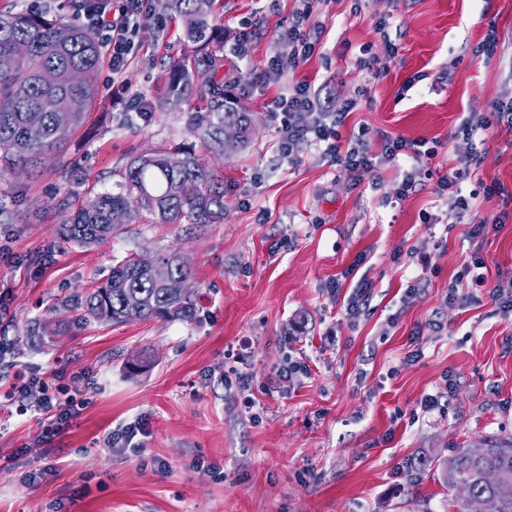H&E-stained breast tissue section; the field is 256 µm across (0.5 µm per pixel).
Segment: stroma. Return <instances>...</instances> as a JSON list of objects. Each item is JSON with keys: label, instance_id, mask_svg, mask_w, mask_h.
<instances>
[{"label": "stroma", "instance_id": "obj_1", "mask_svg": "<svg viewBox=\"0 0 512 512\" xmlns=\"http://www.w3.org/2000/svg\"><path fill=\"white\" fill-rule=\"evenodd\" d=\"M159 2L142 0L124 74L148 112L113 99L101 52L81 125L39 168L0 174V336L10 342L0 395L25 371L83 404L54 435L38 412L0 408V512H456L461 497L441 463L512 440V318L493 298L512 277V125L477 132L460 191L467 211L435 188L470 145L457 135L462 118L512 96V0H320L318 49L300 66L283 61L270 85L262 76L300 0H216L224 76L255 120L246 148L210 160L224 171L223 223L145 217L97 245L63 242L60 224L115 190L131 157L202 149L187 127L202 95L166 93L188 44ZM243 19L255 28L241 57ZM492 27L486 64L475 51ZM388 40L398 55L386 73L360 65L362 46L379 54ZM303 79L330 106L355 102L339 128L344 146L386 132L433 155L381 161L358 181L306 139L282 157L270 102ZM497 218L500 228L473 236ZM171 251L193 270L194 320H81L113 264ZM476 256L486 283L471 291L461 276ZM364 282L367 307L349 318L347 299ZM453 287L459 300L448 298ZM135 358L148 370L130 374ZM292 362L302 371L279 378ZM133 425L128 447L105 445Z\"/></svg>", "mask_w": 512, "mask_h": 512}]
</instances>
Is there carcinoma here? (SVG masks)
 Wrapping results in <instances>:
<instances>
[{
  "label": "carcinoma",
  "instance_id": "cac0c4a2",
  "mask_svg": "<svg viewBox=\"0 0 512 512\" xmlns=\"http://www.w3.org/2000/svg\"><path fill=\"white\" fill-rule=\"evenodd\" d=\"M212 0H162L182 20L188 53L169 71L168 93L186 100L201 80L208 87L207 111L188 118L190 131L213 156L224 155V127L239 131L238 148L252 134L251 113L228 100L224 90V30L212 23ZM61 29L69 39L58 41ZM99 41L86 26L43 12L0 11V160L32 165L76 128L97 94ZM185 181L196 183L193 197L180 193ZM224 172L193 151L147 152L133 158L116 192H100L81 204L59 229L67 243L92 245L118 235L125 225L148 216L159 224H219L224 221ZM156 273L138 269L129 256L84 301V317L112 324L136 320H192L197 297L165 287L167 280L191 277L189 268L170 252L158 258ZM137 298L132 316L127 303ZM449 488H466L460 512L483 501L487 512H512V444L489 443L480 455L464 449L443 463Z\"/></svg>",
  "mask_w": 512,
  "mask_h": 512
}]
</instances>
